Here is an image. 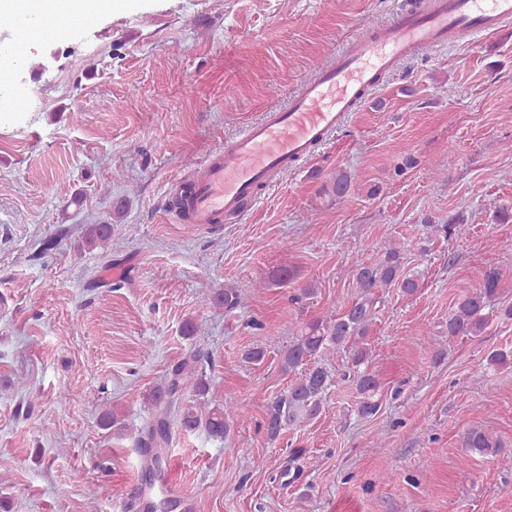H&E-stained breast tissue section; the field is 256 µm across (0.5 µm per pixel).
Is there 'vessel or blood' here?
<instances>
[{"label":"vessel or blood","mask_w":512,"mask_h":512,"mask_svg":"<svg viewBox=\"0 0 512 512\" xmlns=\"http://www.w3.org/2000/svg\"><path fill=\"white\" fill-rule=\"evenodd\" d=\"M512 24V0H394L390 20L362 33L283 105L261 117L182 175L167 194L187 224L233 223L280 176L335 138L352 112L402 61L472 41Z\"/></svg>","instance_id":"vessel-or-blood-1"}]
</instances>
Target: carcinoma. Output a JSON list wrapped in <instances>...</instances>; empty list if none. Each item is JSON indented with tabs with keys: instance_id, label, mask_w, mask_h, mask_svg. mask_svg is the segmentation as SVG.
I'll return each instance as SVG.
<instances>
[{
	"instance_id": "1",
	"label": "carcinoma",
	"mask_w": 512,
	"mask_h": 512,
	"mask_svg": "<svg viewBox=\"0 0 512 512\" xmlns=\"http://www.w3.org/2000/svg\"><path fill=\"white\" fill-rule=\"evenodd\" d=\"M354 177L340 172L324 190L343 199L347 196ZM113 225L90 224L85 240L91 246L102 247L112 239ZM420 275L404 271L403 252L391 246L381 259L361 264L355 270L358 288L356 298L343 313L329 320H313L301 325L300 331L280 354L281 371L295 375L288 388L276 395L266 408V432L275 440L282 431L301 427L320 416L322 399L331 384V374L320 366V359L339 350L351 356L353 382L358 394L357 413L362 417L375 415L380 408V384L376 375L365 364L369 359L366 343L370 328L378 313V288H398L412 295L419 288ZM500 274L491 268L484 274L480 286L460 296L448 317V335L478 336L489 324V302L500 288ZM213 303L226 310L240 307L242 296L234 287L219 288ZM200 357L193 353L178 362L167 381L155 387L151 400L156 414L141 432L140 446L158 448L170 440L169 418L186 431L204 430L215 440H224L230 425L246 417V408L235 402L215 404L209 400L210 383L199 372ZM463 446L470 453L481 456L495 455L502 448L500 439L483 428L469 429Z\"/></svg>"
}]
</instances>
